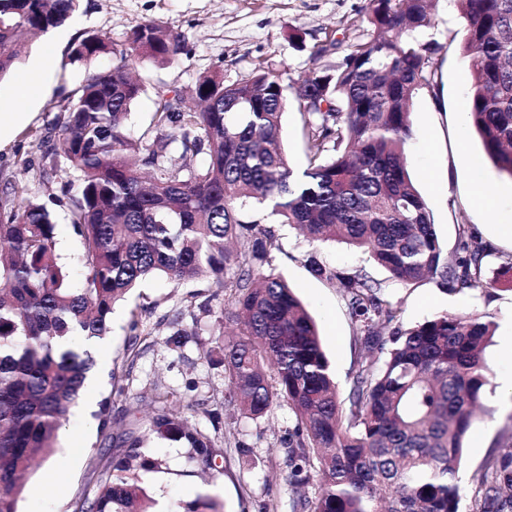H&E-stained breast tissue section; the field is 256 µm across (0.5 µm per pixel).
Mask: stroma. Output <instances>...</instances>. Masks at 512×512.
Listing matches in <instances>:
<instances>
[{
	"label": "stroma",
	"instance_id": "35a3bbf8",
	"mask_svg": "<svg viewBox=\"0 0 512 512\" xmlns=\"http://www.w3.org/2000/svg\"><path fill=\"white\" fill-rule=\"evenodd\" d=\"M367 0H80L64 25L32 39L16 72L43 63L48 79L44 94L26 102L12 94L14 80L0 81V113L26 112L0 147V206L17 203L19 196L37 199L52 212L56 253L69 287L82 288L81 242L74 235L71 214L62 199L79 192L81 173L64 158L49 159L57 133L59 109L82 83L88 67L71 61L73 40L88 34L120 44L141 24L153 21L183 34L187 50L170 67L142 62L145 91L132 107L131 136L140 135L154 113L155 90L165 87L191 101L200 78L218 74L231 83L257 67L287 70L296 78L313 66L310 48L343 36H354ZM423 39L437 41V71L433 89L419 91L413 102V137L406 148L407 167L432 212L435 230L445 253L454 254L462 229L478 233L491 248L482 267L483 288L464 294L444 290L436 281L405 285L389 280L361 250L339 242L310 243L285 224L273 225L279 243L269 266L282 274L315 318L331 363L340 396H347L352 376L364 358L345 297L335 283L314 277L311 262L344 271L366 272L383 282L402 305V324L411 327L442 312L481 313L495 317L496 331L484 357L488 383L484 409L472 426L458 474L461 512H474L473 475L492 449L506 444L504 430L512 424V238L498 227L512 218V178L493 163L482 167L484 186L493 201L483 210L474 203L476 187L469 162L481 156L479 136L468 128L470 85L461 50L464 21L454 0H438L435 25ZM233 307L224 303V291L213 279L175 284L154 277L141 285L111 315L112 332L94 357L96 387L93 399H80L62 425L52 458L63 470L58 482H45L42 468L25 479L17 512H80L104 476L109 454L131 433L143 435L158 470L140 480L153 498L154 512H179L197 497H215L224 512H292V496L285 482L286 450L281 439L296 420L285 402L274 404L258 419L244 417L226 400L227 381L222 366L206 356L226 327ZM141 323V335H132L131 318ZM181 346L165 341L178 331ZM169 394L187 405L191 425L204 432L224 454V472L210 478L189 467L179 442L150 429L155 396ZM109 403V422L101 424V401ZM246 445L247 454L237 452Z\"/></svg>",
	"mask_w": 512,
	"mask_h": 512
}]
</instances>
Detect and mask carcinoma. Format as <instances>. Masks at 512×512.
<instances>
[{
  "label": "carcinoma",
  "instance_id": "cac0c4a2",
  "mask_svg": "<svg viewBox=\"0 0 512 512\" xmlns=\"http://www.w3.org/2000/svg\"><path fill=\"white\" fill-rule=\"evenodd\" d=\"M456 3L465 21L468 125L512 178V0ZM77 5L0 0V80L32 34L63 25ZM434 8L435 0H368L363 37L335 42L344 47L341 61L287 83L268 67L229 84L204 76L194 107L159 87L151 123L137 138L127 128L145 78L133 71L145 60L174 64L183 35L148 21L123 44L87 36L71 45L74 61L112 56L60 108L51 152L82 173L69 206L85 284L67 285L44 204L0 207V512H17L23 477L52 453L94 365L70 340L105 339L114 304L158 274L176 284L210 277L231 289L240 326L216 346L215 363L224 365L230 402L244 416L261 418L278 401L294 411L296 425L281 440L293 512H460L456 475L487 383L492 314L446 312L405 329L401 303L382 283L311 262L314 276L341 288L370 357L341 400L316 322L288 282L265 270L279 248L263 226L272 218L312 243L361 248L404 284L432 279L459 293L483 287L488 245L464 229L448 258L406 165L413 97L433 88L442 49L417 37ZM291 100L302 119L301 171L280 146ZM203 151V168L175 162L176 153ZM383 350L378 367L372 357ZM158 399L154 431L188 448L189 466L224 472L211 439L188 424L187 406ZM507 437L506 451L491 454L473 478L480 512H512V424ZM160 466L142 437L129 435L109 457L87 512H150L138 474ZM314 479L310 497L301 489ZM187 512L223 507L206 496Z\"/></svg>",
  "mask_w": 512,
  "mask_h": 512
}]
</instances>
